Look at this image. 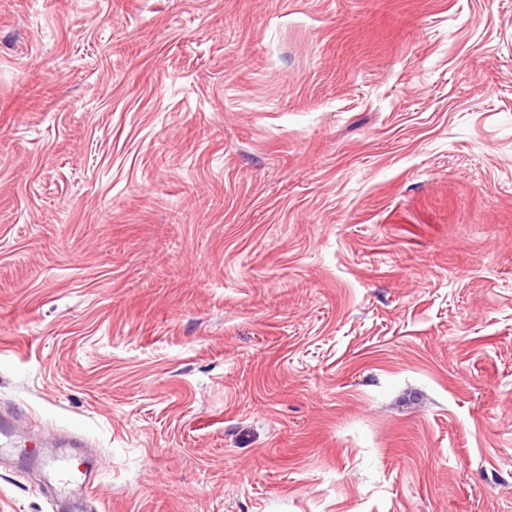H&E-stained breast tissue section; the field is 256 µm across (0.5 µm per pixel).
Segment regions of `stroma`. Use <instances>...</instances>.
Listing matches in <instances>:
<instances>
[{
	"label": "stroma",
	"mask_w": 512,
	"mask_h": 512,
	"mask_svg": "<svg viewBox=\"0 0 512 512\" xmlns=\"http://www.w3.org/2000/svg\"><path fill=\"white\" fill-rule=\"evenodd\" d=\"M4 416L96 512H512V0H0Z\"/></svg>",
	"instance_id": "stroma-1"
}]
</instances>
